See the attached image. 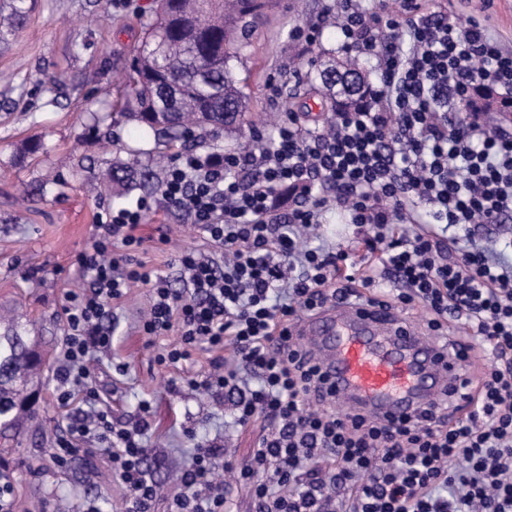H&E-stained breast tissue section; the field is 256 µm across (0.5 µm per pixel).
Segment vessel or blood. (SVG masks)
<instances>
[{"mask_svg":"<svg viewBox=\"0 0 512 512\" xmlns=\"http://www.w3.org/2000/svg\"><path fill=\"white\" fill-rule=\"evenodd\" d=\"M296 332L316 351L338 405L397 418L440 403L465 367L396 312L339 304L303 319Z\"/></svg>","mask_w":512,"mask_h":512,"instance_id":"obj_1","label":"vessel or blood"}]
</instances>
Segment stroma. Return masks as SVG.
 <instances>
[{
  "label": "stroma",
  "mask_w": 512,
  "mask_h": 512,
  "mask_svg": "<svg viewBox=\"0 0 512 512\" xmlns=\"http://www.w3.org/2000/svg\"><path fill=\"white\" fill-rule=\"evenodd\" d=\"M152 0H35L9 47H0V315L16 318L29 329L28 344L43 363L29 378V410L19 428L0 435L5 463L14 483L15 512H82L88 500L100 512H120L122 490L106 455H77L57 468L49 450L60 432L61 414L54 396L63 321L64 291L83 284L75 255L89 242L100 209L95 172L120 156L136 138L133 127L105 120L93 124L85 108L94 100L100 111L115 112L116 77L131 45L142 37ZM330 0H271L253 34L252 46L237 72L255 110L281 112L302 78L290 69L296 53L314 59L321 53L343 56L340 39L320 32L308 45L295 41L294 28L330 21ZM464 15L485 20L497 35L512 38V0H464ZM41 148L22 149L31 140ZM139 233L145 249L138 257L165 271L172 288L185 285L177 254L195 249L212 257L221 252L196 230L185 214L161 193ZM148 304L137 288L113 304L112 352L101 357L95 387L112 405L114 421L134 423L139 403L152 402V432L161 456L152 462L154 481L173 490L181 449L215 441L245 457L267 432L255 419L240 426L233 403L199 391L170 393L171 370L158 366L154 349L136 326ZM124 363L126 375L115 372Z\"/></svg>",
  "instance_id": "stroma-1"
}]
</instances>
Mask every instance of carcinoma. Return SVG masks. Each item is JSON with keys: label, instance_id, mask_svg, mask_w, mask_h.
I'll use <instances>...</instances> for the list:
<instances>
[{"label": "carcinoma", "instance_id": "1", "mask_svg": "<svg viewBox=\"0 0 512 512\" xmlns=\"http://www.w3.org/2000/svg\"><path fill=\"white\" fill-rule=\"evenodd\" d=\"M265 0H159L156 18L131 49L124 69L121 115L139 128L140 137L154 140L152 161L172 160L170 148L189 139L199 144L242 131L249 118L250 98L237 77L250 33L264 15ZM28 0L0 3V41L25 22ZM307 90L321 95L324 111L335 114L360 105L369 93L368 77L356 59L330 58L309 63ZM493 92L482 88L472 107L502 119L507 109L492 106ZM106 181L113 200L121 204L137 190L156 188L153 171L138 160V151L108 167ZM25 335L14 320L0 332V433L17 428L24 407L27 375L35 362L24 348Z\"/></svg>", "mask_w": 512, "mask_h": 512}]
</instances>
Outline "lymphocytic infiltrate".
I'll return each instance as SVG.
<instances>
[{
  "instance_id": "1",
  "label": "lymphocytic infiltrate",
  "mask_w": 512,
  "mask_h": 512,
  "mask_svg": "<svg viewBox=\"0 0 512 512\" xmlns=\"http://www.w3.org/2000/svg\"><path fill=\"white\" fill-rule=\"evenodd\" d=\"M345 49L379 65L378 83L325 132L289 116L276 148L205 158L186 155L165 171L161 194L224 252L223 263L184 251L186 290L134 259L136 231L151 200L99 212L88 245L75 256L86 282L66 291L57 402L86 406L50 450L67 465L82 445L108 456L122 512H158L147 444L149 400L127 427L89 385L91 366L112 349L103 320L131 288H147L138 328L157 343L156 362L175 372L169 389L232 397L239 424L270 423L257 448L237 459L218 443L192 449L166 512H227L225 473L248 486L255 512H512V263L438 224L469 227L512 218V124L490 125L466 111L473 88L494 86L512 104V49L477 18L460 24L453 6L400 0L394 12L343 0ZM359 230L364 249L306 247L324 211ZM391 288H384V281ZM385 301L427 313L433 342L462 362L487 357L448 407V421L423 408L384 422L336 409L327 378L293 331L329 303ZM467 329L448 338L449 322ZM232 346L241 370L225 371ZM214 351L207 373L183 367L194 351Z\"/></svg>"
}]
</instances>
